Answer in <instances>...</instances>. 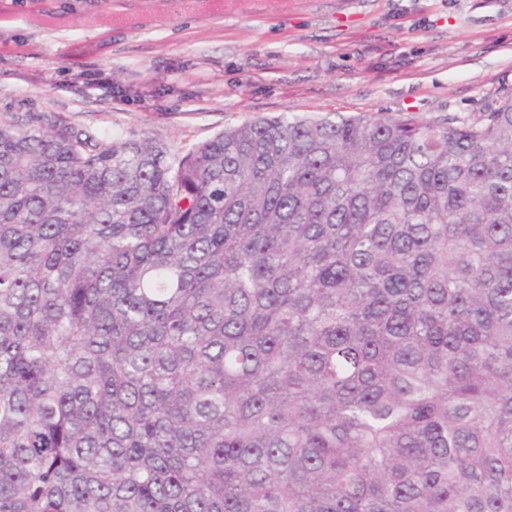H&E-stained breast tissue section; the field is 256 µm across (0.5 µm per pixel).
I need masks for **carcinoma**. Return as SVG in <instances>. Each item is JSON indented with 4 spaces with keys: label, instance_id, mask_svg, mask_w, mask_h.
<instances>
[{
    "label": "carcinoma",
    "instance_id": "1",
    "mask_svg": "<svg viewBox=\"0 0 512 512\" xmlns=\"http://www.w3.org/2000/svg\"><path fill=\"white\" fill-rule=\"evenodd\" d=\"M0 512H512V96L1 120Z\"/></svg>",
    "mask_w": 512,
    "mask_h": 512
}]
</instances>
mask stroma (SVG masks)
<instances>
[{
    "label": "stroma",
    "instance_id": "1",
    "mask_svg": "<svg viewBox=\"0 0 512 512\" xmlns=\"http://www.w3.org/2000/svg\"><path fill=\"white\" fill-rule=\"evenodd\" d=\"M512 95V0H0V116L186 154L279 115L475 118Z\"/></svg>",
    "mask_w": 512,
    "mask_h": 512
}]
</instances>
